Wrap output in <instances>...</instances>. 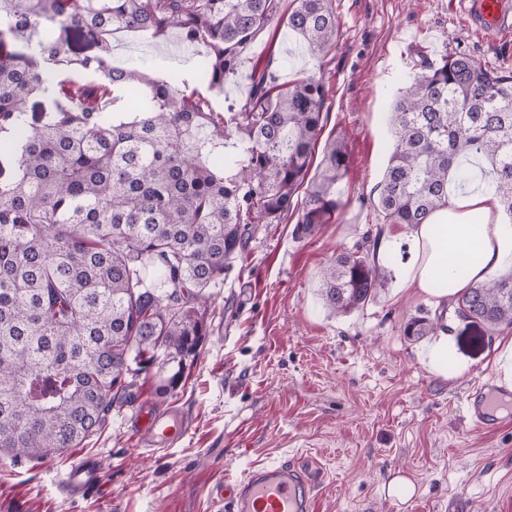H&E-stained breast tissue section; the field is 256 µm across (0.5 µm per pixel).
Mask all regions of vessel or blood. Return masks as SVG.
<instances>
[{
    "mask_svg": "<svg viewBox=\"0 0 512 512\" xmlns=\"http://www.w3.org/2000/svg\"><path fill=\"white\" fill-rule=\"evenodd\" d=\"M476 27L494 38L512 31V6L507 0H460ZM512 401V385L492 382L482 385L469 399V420L474 429L491 432L502 424L503 401ZM140 431L148 439L152 454H163L189 432V419L169 408L139 409ZM103 472L96 461L85 459L72 466L64 477L70 495L77 496L99 487ZM209 496L222 512H314L312 480L299 468L272 463L249 470L241 479L213 487Z\"/></svg>",
    "mask_w": 512,
    "mask_h": 512,
    "instance_id": "b4317fda",
    "label": "vessel or blood"
}]
</instances>
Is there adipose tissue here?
Here are the masks:
<instances>
[{
	"mask_svg": "<svg viewBox=\"0 0 512 512\" xmlns=\"http://www.w3.org/2000/svg\"><path fill=\"white\" fill-rule=\"evenodd\" d=\"M411 236L416 254L402 285L443 302L512 258V229L498 198L483 189L450 192L447 204Z\"/></svg>",
	"mask_w": 512,
	"mask_h": 512,
	"instance_id": "adipose-tissue-1",
	"label": "adipose tissue"
}]
</instances>
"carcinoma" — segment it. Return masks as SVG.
Returning <instances> with one entry per match:
<instances>
[{
	"mask_svg": "<svg viewBox=\"0 0 512 512\" xmlns=\"http://www.w3.org/2000/svg\"><path fill=\"white\" fill-rule=\"evenodd\" d=\"M0 0V453L42 462L79 447L134 399L159 357L164 399L209 325L206 290L228 278L262 226L294 209L322 130L321 77L280 82L272 62L242 63L278 20L322 60L336 44L332 0ZM176 32L202 48L193 77L211 89L244 75L248 95L216 111L182 80L112 65V35ZM94 74L88 82L62 77ZM49 101L44 112L24 109ZM395 143L376 206L389 224H424L476 158L512 225V76L462 54L427 61L390 112ZM346 145H326L293 235L314 236L339 209ZM379 236L362 234L322 272L336 315L389 284ZM455 313L512 327V275L476 281ZM436 324L422 310L403 335Z\"/></svg>",
	"mask_w": 512,
	"mask_h": 512,
	"instance_id": "cac0c4a2",
	"label": "carcinoma"
}]
</instances>
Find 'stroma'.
Segmentation results:
<instances>
[{
	"instance_id": "1",
	"label": "stroma",
	"mask_w": 512,
	"mask_h": 512,
	"mask_svg": "<svg viewBox=\"0 0 512 512\" xmlns=\"http://www.w3.org/2000/svg\"><path fill=\"white\" fill-rule=\"evenodd\" d=\"M339 40L324 61L298 36L272 24L246 55L274 61L281 81L323 71L328 111L314 161L342 140L350 163L333 223L294 239L297 213L253 240L229 278L209 290L206 336L173 396L159 399L153 378H137L135 401L176 407L191 429L169 454L146 452L131 428L132 407L112 409L101 430L40 464L0 454V512H214L207 492L251 466L288 461L315 485L316 512H512V419L493 432L472 428L468 399L504 379L512 328L488 330L457 316L453 304L399 288L414 256L409 229L389 238L387 290L363 309L336 316L325 307L320 272L365 231L385 228L374 201L393 132L388 114L425 60L465 53L512 75V38L479 34L455 0H333ZM117 65L156 76L191 73L198 55L174 39L119 38ZM442 314L452 356L433 367L430 336L413 342L405 322L420 310ZM96 459L100 488L75 498L62 475ZM406 478L411 488L387 485Z\"/></svg>"
}]
</instances>
